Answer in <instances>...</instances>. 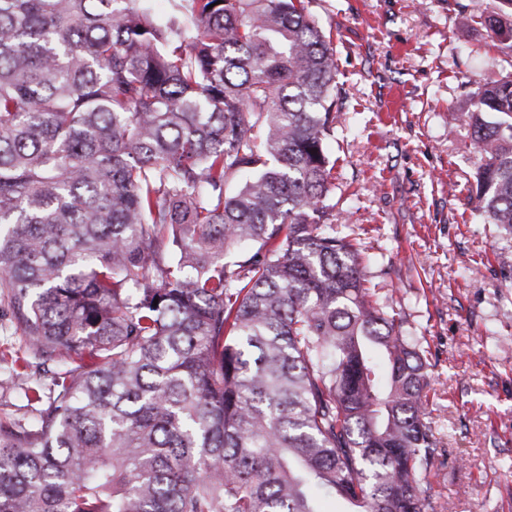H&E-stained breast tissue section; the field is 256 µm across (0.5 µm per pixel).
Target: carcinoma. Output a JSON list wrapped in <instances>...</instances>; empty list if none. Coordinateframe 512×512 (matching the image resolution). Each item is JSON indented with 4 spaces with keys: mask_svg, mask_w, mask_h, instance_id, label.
<instances>
[{
    "mask_svg": "<svg viewBox=\"0 0 512 512\" xmlns=\"http://www.w3.org/2000/svg\"><path fill=\"white\" fill-rule=\"evenodd\" d=\"M191 2L0 0V301L65 354L0 421V512H435L427 339L336 232L316 0ZM459 24L512 58V0ZM467 118L511 237L512 73Z\"/></svg>",
    "mask_w": 512,
    "mask_h": 512,
    "instance_id": "carcinoma-1",
    "label": "carcinoma"
}]
</instances>
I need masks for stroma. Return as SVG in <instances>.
Segmentation results:
<instances>
[{
    "label": "stroma",
    "instance_id": "stroma-1",
    "mask_svg": "<svg viewBox=\"0 0 512 512\" xmlns=\"http://www.w3.org/2000/svg\"><path fill=\"white\" fill-rule=\"evenodd\" d=\"M497 0H317L349 130L336 157V227L377 257L373 282L431 351L436 512H512V238L475 216L471 94L512 72L463 10ZM24 337L0 302V420L32 416L11 360Z\"/></svg>",
    "mask_w": 512,
    "mask_h": 512
}]
</instances>
